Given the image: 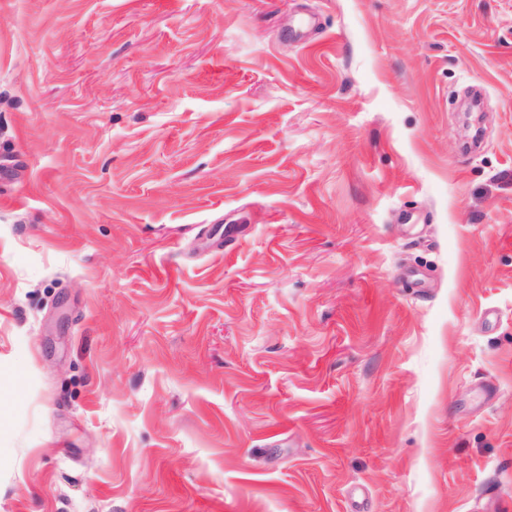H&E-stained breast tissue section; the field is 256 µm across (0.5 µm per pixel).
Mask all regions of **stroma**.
<instances>
[{
	"instance_id": "35a3bbf8",
	"label": "stroma",
	"mask_w": 512,
	"mask_h": 512,
	"mask_svg": "<svg viewBox=\"0 0 512 512\" xmlns=\"http://www.w3.org/2000/svg\"><path fill=\"white\" fill-rule=\"evenodd\" d=\"M0 512H512V0H0Z\"/></svg>"
}]
</instances>
